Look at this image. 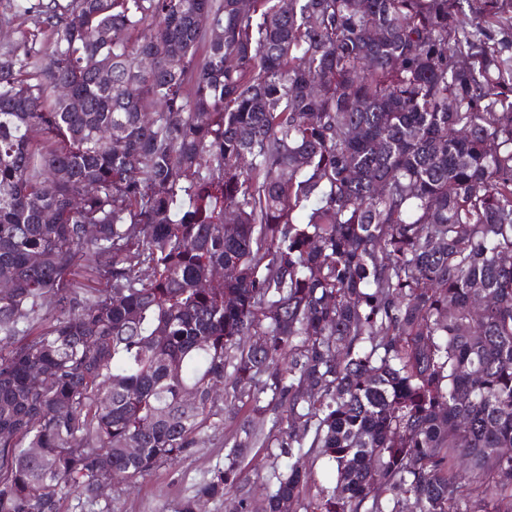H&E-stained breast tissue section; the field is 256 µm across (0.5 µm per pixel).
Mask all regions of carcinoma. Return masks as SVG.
<instances>
[{
  "label": "carcinoma",
  "instance_id": "cac0c4a2",
  "mask_svg": "<svg viewBox=\"0 0 512 512\" xmlns=\"http://www.w3.org/2000/svg\"><path fill=\"white\" fill-rule=\"evenodd\" d=\"M12 2L0 512H512V0ZM243 417V411L224 410V425L208 431L191 456L139 478L131 491L112 498V512H176L184 497L213 470L224 466V438L236 430ZM267 452L266 448H253L242 464L243 485L255 507H260L273 490V484L269 480Z\"/></svg>",
  "mask_w": 512,
  "mask_h": 512
}]
</instances>
